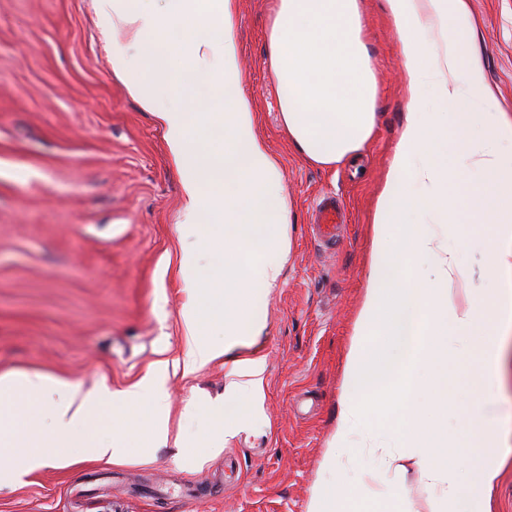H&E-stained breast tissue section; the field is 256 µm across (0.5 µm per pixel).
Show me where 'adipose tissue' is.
I'll use <instances>...</instances> for the list:
<instances>
[{"label": "adipose tissue", "mask_w": 512, "mask_h": 512, "mask_svg": "<svg viewBox=\"0 0 512 512\" xmlns=\"http://www.w3.org/2000/svg\"><path fill=\"white\" fill-rule=\"evenodd\" d=\"M395 26L407 116L372 217L371 262L363 301L345 358L346 390L330 450L359 433L384 435L400 450L396 474L414 467L433 489L432 512H456L468 458L448 436V393L435 387L431 353L452 336L474 335L480 309L461 303L451 286L463 273L456 253L434 246L426 219L449 229L490 228L491 264L501 285L497 321L512 327V115L497 105L481 56L470 50L464 0H384ZM235 0H166L161 8H127L100 0L99 27L112 72L164 129L170 158L182 174L179 223L200 227L182 248V307L190 341L180 365L190 375L220 360L229 395L241 407L210 408L200 445H222L263 397L264 326L257 310L276 288L288 261L289 206L279 163L257 131L243 90L234 38ZM192 38L157 44L174 21ZM124 30L125 41L110 34ZM360 0H277L268 34L269 72L280 90L289 138L310 161L332 166L358 151L376 124L375 78L362 39ZM156 71L152 81L142 67ZM470 186L457 198L459 183ZM438 265L432 281L418 267ZM224 338L214 341L213 327ZM166 369L157 367L122 391H85L41 372L0 373V481L22 486L47 468L119 462L132 448L169 440ZM49 428L18 407L50 392ZM111 418V434L99 423ZM25 438H18L20 427ZM308 512H407L403 491L338 490L317 483Z\"/></svg>", "instance_id": "adipose-tissue-1"}]
</instances>
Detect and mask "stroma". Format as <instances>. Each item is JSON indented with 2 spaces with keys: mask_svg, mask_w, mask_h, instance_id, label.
Returning <instances> with one entry per match:
<instances>
[{
  "mask_svg": "<svg viewBox=\"0 0 512 512\" xmlns=\"http://www.w3.org/2000/svg\"><path fill=\"white\" fill-rule=\"evenodd\" d=\"M488 80L512 113V0H465ZM276 0H237L245 91L279 162L289 202L290 252L259 315L265 396L251 423L189 461L175 444L132 451L123 462L48 467L26 485H0V512H307L334 434L343 367L367 285L370 218L405 123L406 94L394 26L381 0H362L363 38L377 78V125L352 159L308 162L282 127L279 89L266 69ZM97 0H0V373L42 372L85 388L121 391L168 364L169 426L187 439L207 428L188 401H223L226 371L212 363L183 375L188 349L181 310V176L164 131L114 76L98 27ZM336 197L346 219L326 248L317 204ZM440 245L460 249L470 299L496 297L488 233L474 224ZM456 341L447 367L448 431L474 461L468 402L490 393V425L506 459L496 483L477 488V512H512V335L496 339L498 366L484 374ZM387 441L355 437L360 457L341 455L336 482L403 485L412 512H431L419 473L383 460Z\"/></svg>",
  "mask_w": 512,
  "mask_h": 512,
  "instance_id": "stroma-1",
  "label": "stroma"
}]
</instances>
